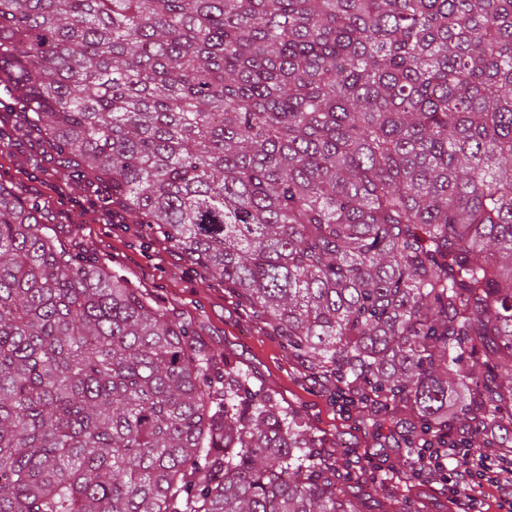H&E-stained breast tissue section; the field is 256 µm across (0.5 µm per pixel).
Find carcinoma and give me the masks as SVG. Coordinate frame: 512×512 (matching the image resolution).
<instances>
[{
    "instance_id": "carcinoma-1",
    "label": "carcinoma",
    "mask_w": 512,
    "mask_h": 512,
    "mask_svg": "<svg viewBox=\"0 0 512 512\" xmlns=\"http://www.w3.org/2000/svg\"><path fill=\"white\" fill-rule=\"evenodd\" d=\"M5 83L290 354L512 448V0H0ZM348 479L0 183V512H361Z\"/></svg>"
}]
</instances>
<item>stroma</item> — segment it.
Returning a JSON list of instances; mask_svg holds the SVG:
<instances>
[{
  "label": "stroma",
  "mask_w": 512,
  "mask_h": 512,
  "mask_svg": "<svg viewBox=\"0 0 512 512\" xmlns=\"http://www.w3.org/2000/svg\"><path fill=\"white\" fill-rule=\"evenodd\" d=\"M9 102L1 92L0 183L40 203L49 232L62 247L126 276L132 287L189 323L216 364L227 361L246 371L254 387L299 412L320 440L326 461L351 473L343 491L361 503L363 512H397L404 501L414 503L417 512H455L440 485L420 486L406 476L409 460L401 433L416 420L411 410L345 405L222 281L207 277L163 235L123 210L101 208L106 185H79L56 172L39 135L20 129ZM381 469L386 480H374Z\"/></svg>",
  "instance_id": "obj_1"
}]
</instances>
